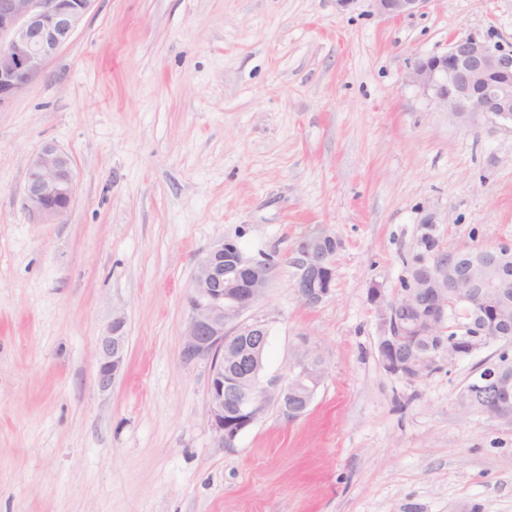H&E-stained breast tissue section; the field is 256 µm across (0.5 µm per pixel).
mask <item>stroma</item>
<instances>
[{
    "label": "stroma",
    "mask_w": 512,
    "mask_h": 512,
    "mask_svg": "<svg viewBox=\"0 0 512 512\" xmlns=\"http://www.w3.org/2000/svg\"><path fill=\"white\" fill-rule=\"evenodd\" d=\"M512 50V0H93L0 108V512H512V424L461 404L501 344L411 382L382 366L370 287L396 296L439 251L512 246V130L453 121L409 79L450 37ZM76 179L65 215L24 205L45 143ZM326 232L317 306L294 250ZM240 236L281 263L251 317L264 379L323 359L308 412L212 431L210 364L184 362L195 263ZM124 317L125 363L96 383ZM370 2L379 14L399 18L420 9L427 0H370ZM316 241L307 239L298 243L292 264L297 273L292 284L298 299L306 306L320 304L330 293L335 278V255L339 247L337 238L321 232ZM328 279V288H317L316 280ZM125 322L121 317L113 318L112 323L99 339V366L97 383L100 388L112 386L125 360Z\"/></svg>",
    "instance_id": "1"
}]
</instances>
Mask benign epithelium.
Segmentation results:
<instances>
[{
    "mask_svg": "<svg viewBox=\"0 0 512 512\" xmlns=\"http://www.w3.org/2000/svg\"><path fill=\"white\" fill-rule=\"evenodd\" d=\"M93 0H0V107L24 91L42 63L72 36ZM384 16L399 18L423 7L427 0H370ZM410 80L433 92L448 116L464 120L482 114L491 122L512 128V51L488 35H454L447 48L416 60ZM75 195V177L69 156L52 143L45 144L29 162L24 187L25 205L38 221L62 217ZM337 238L321 232L316 240L297 245L292 284L306 306L320 304L330 293L316 287L318 277L333 284ZM507 253L499 247L446 257L436 253L409 269L406 288L393 299L380 289H369V300L380 324L382 354L398 345L432 336L446 343L422 357L416 371L383 360L387 371L408 380H420L441 369L444 360L462 359L490 343L512 344V318L505 312L509 299L488 298L497 289ZM269 255L252 257L231 239L211 247L196 263L187 297L188 322L182 345L185 362L210 361L209 421L223 443L235 440L254 425L269 406L296 420L310 407L323 370L314 350L298 353L291 375L264 382L263 351L269 328L260 319L243 318L262 297L269 281ZM464 320L461 332H448L454 315ZM125 322L116 317L100 336L97 383L112 386L125 360ZM512 356L486 361L466 386L461 403L512 422V378L506 371Z\"/></svg>",
    "mask_w": 512,
    "mask_h": 512,
    "instance_id": "obj_1",
    "label": "benign epithelium"
}]
</instances>
